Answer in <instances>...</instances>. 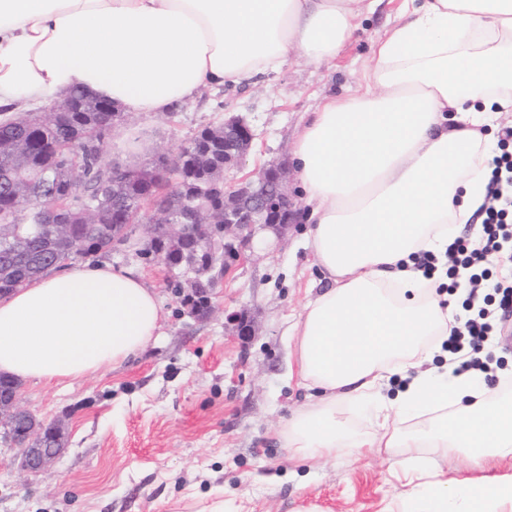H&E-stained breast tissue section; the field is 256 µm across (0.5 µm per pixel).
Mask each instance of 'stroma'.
I'll return each instance as SVG.
<instances>
[{
    "label": "stroma",
    "mask_w": 512,
    "mask_h": 512,
    "mask_svg": "<svg viewBox=\"0 0 512 512\" xmlns=\"http://www.w3.org/2000/svg\"><path fill=\"white\" fill-rule=\"evenodd\" d=\"M398 6L378 0L334 65L297 59L253 86L203 90L173 114L124 115L104 162L177 153L202 129L239 116L254 139L226 183L253 179L291 156L322 100L363 84L372 46L394 25ZM290 186L298 214L285 239L259 243L214 288L209 319L180 305L162 261L105 254L155 288L169 313L164 334L125 363L69 385L22 381L21 405L39 421L64 419L66 442L35 474L20 469V446L0 445V512H209L218 499L242 512H395L402 488L387 453L299 463L277 437L308 400L288 380V330L326 285L307 247L305 194L298 179ZM231 314L248 317L254 335L243 341L225 331Z\"/></svg>",
    "instance_id": "1"
}]
</instances>
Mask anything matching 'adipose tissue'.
<instances>
[{
  "mask_svg": "<svg viewBox=\"0 0 512 512\" xmlns=\"http://www.w3.org/2000/svg\"><path fill=\"white\" fill-rule=\"evenodd\" d=\"M365 0H0V112L78 89L166 114L291 57L332 64ZM364 89L324 100L294 148L308 244L330 286L291 328L309 400L279 432L299 462L393 451L398 512L512 506V392L438 369L455 316L437 294L455 227L485 200L490 131L512 112V0H402ZM428 252L431 274L415 265ZM144 277L71 263L0 301V373L47 383L115 367L163 334ZM477 474L451 478L439 456Z\"/></svg>",
  "mask_w": 512,
  "mask_h": 512,
  "instance_id": "ef3b65f1",
  "label": "adipose tissue"
}]
</instances>
